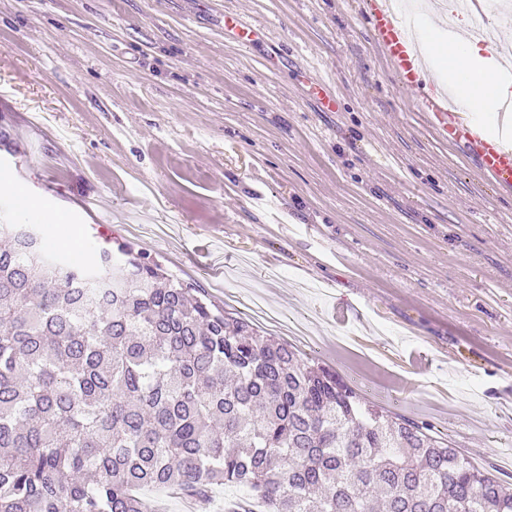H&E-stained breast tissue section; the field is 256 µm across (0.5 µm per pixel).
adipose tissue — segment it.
<instances>
[{
  "label": "adipose tissue",
  "instance_id": "adipose-tissue-1",
  "mask_svg": "<svg viewBox=\"0 0 512 512\" xmlns=\"http://www.w3.org/2000/svg\"><path fill=\"white\" fill-rule=\"evenodd\" d=\"M434 63L443 66L448 82L467 75L462 92L474 112L494 111L498 102L512 99V76L500 75L494 57L475 40L448 38L436 43Z\"/></svg>",
  "mask_w": 512,
  "mask_h": 512
}]
</instances>
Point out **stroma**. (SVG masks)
I'll return each instance as SVG.
<instances>
[{"label":"stroma","instance_id":"obj_1","mask_svg":"<svg viewBox=\"0 0 512 512\" xmlns=\"http://www.w3.org/2000/svg\"><path fill=\"white\" fill-rule=\"evenodd\" d=\"M365 10L0 0V221L82 263L130 245L512 485V197L424 124ZM258 29L236 13L224 15V34L230 35L238 46L249 47L255 41Z\"/></svg>","mask_w":512,"mask_h":512}]
</instances>
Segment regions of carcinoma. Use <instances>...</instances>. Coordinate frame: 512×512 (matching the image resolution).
Returning <instances> with one entry per match:
<instances>
[{"label": "carcinoma", "mask_w": 512, "mask_h": 512, "mask_svg": "<svg viewBox=\"0 0 512 512\" xmlns=\"http://www.w3.org/2000/svg\"><path fill=\"white\" fill-rule=\"evenodd\" d=\"M0 512H153L236 485L265 512H512L426 424L122 246L95 265L0 224ZM143 497L154 505V509L157 510V512H204L200 510L201 508L194 502L165 491L146 489L143 491ZM189 504H191L195 510H185Z\"/></svg>", "instance_id": "obj_1"}]
</instances>
